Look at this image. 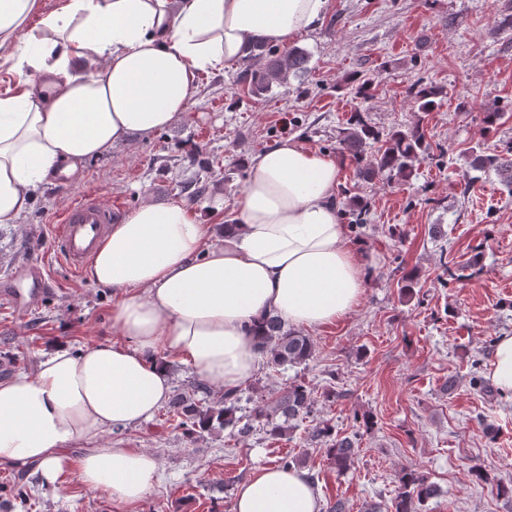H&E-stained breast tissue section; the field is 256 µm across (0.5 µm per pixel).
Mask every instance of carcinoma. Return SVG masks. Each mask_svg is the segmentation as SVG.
I'll return each instance as SVG.
<instances>
[{
  "instance_id": "1",
  "label": "carcinoma",
  "mask_w": 512,
  "mask_h": 512,
  "mask_svg": "<svg viewBox=\"0 0 512 512\" xmlns=\"http://www.w3.org/2000/svg\"><path fill=\"white\" fill-rule=\"evenodd\" d=\"M309 61V53L299 47L281 50L256 41L243 56L236 82L247 96L263 97L272 92L275 86L287 82L289 77L305 74ZM408 93L414 108L423 113L433 111L446 95L442 87L421 82L411 84ZM336 143L342 158L353 165L354 179L364 183L379 178L406 180L413 176L416 163L429 156L430 150L421 125L397 127L384 133L371 125L361 112L350 113L337 130ZM472 155L466 185L494 171L502 177L507 187H512V159L503 160L495 150L474 151ZM347 205L354 222L364 223L371 210V200L349 195ZM443 266L448 282L456 283L463 279L464 271H478L480 254H475L464 265L451 260L443 263ZM256 339L273 369L302 364L313 354L314 345L310 337L285 328L284 322L274 315L262 320ZM200 392H206V388L196 383L191 390L175 394L166 408L167 421L174 423V428L181 430L183 438L189 443L206 433L226 429L243 440L257 425L266 435L277 437L284 431L282 423H277V420L290 423L306 419L313 414L317 403L314 389L297 380L281 388L271 398L254 400L251 413L246 417L240 415L242 390L228 389L210 403L204 398H197ZM355 421L358 431L351 437L339 436L336 426L327 420L316 423L309 434L310 444L326 447L340 471L348 469L354 462L360 430L368 431L374 425L369 414H363ZM471 475L481 483L492 485L497 496L512 502V481L492 477L479 467L471 468ZM437 493V488L419 467L406 466L398 474V490L391 504L367 503L363 506V512H421L424 504Z\"/></svg>"
}]
</instances>
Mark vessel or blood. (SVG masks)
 Masks as SVG:
<instances>
[{
    "label": "vessel or blood",
    "mask_w": 512,
    "mask_h": 512,
    "mask_svg": "<svg viewBox=\"0 0 512 512\" xmlns=\"http://www.w3.org/2000/svg\"><path fill=\"white\" fill-rule=\"evenodd\" d=\"M117 211L88 193L69 206L60 218L54 238L56 260L72 273H80L98 242L114 223ZM49 272L37 265L0 279V304L24 314L47 292Z\"/></svg>",
    "instance_id": "vessel-or-blood-1"
}]
</instances>
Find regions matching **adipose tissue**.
Masks as SVG:
<instances>
[{"label": "adipose tissue", "mask_w": 512, "mask_h": 512, "mask_svg": "<svg viewBox=\"0 0 512 512\" xmlns=\"http://www.w3.org/2000/svg\"><path fill=\"white\" fill-rule=\"evenodd\" d=\"M328 0H0L21 93L0 96V224L31 208L35 191L113 144L171 125L198 93L261 39L288 46L314 29ZM338 166L286 139L251 159L224 242L188 206L142 202L112 225L87 265L119 293L114 337L75 354L45 353L34 372L0 381V463L33 466L57 484L74 472L88 490L131 505L149 496L159 461L114 448L112 428L151 418L168 399L159 351L208 388L245 385L265 356L251 329L268 315L314 329L358 305L364 266L340 224ZM98 440L72 456L70 445ZM235 512H319L303 471L260 468Z\"/></svg>", "instance_id": "obj_1"}]
</instances>
